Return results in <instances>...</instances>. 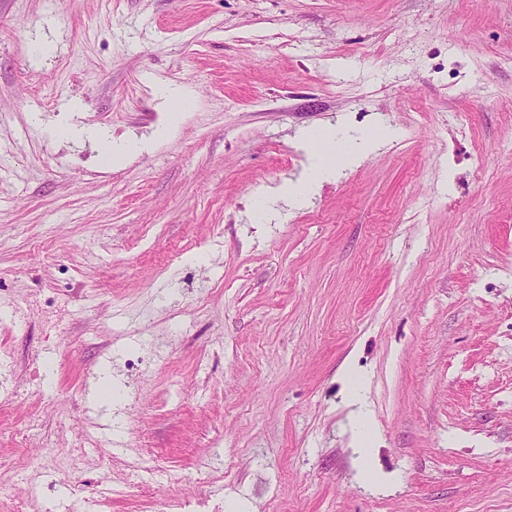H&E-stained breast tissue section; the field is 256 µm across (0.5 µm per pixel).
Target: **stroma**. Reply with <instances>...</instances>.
<instances>
[{
	"label": "stroma",
	"instance_id": "obj_1",
	"mask_svg": "<svg viewBox=\"0 0 512 512\" xmlns=\"http://www.w3.org/2000/svg\"><path fill=\"white\" fill-rule=\"evenodd\" d=\"M505 55L512 0H0V512H512ZM53 135L60 140H70L79 136H84L91 142L98 145V158L103 166H110L118 163L121 159L134 153L144 150L147 145L135 140L112 141L105 132L94 129H79L68 124H57L53 127ZM106 158L108 165L102 163ZM302 140L308 152L315 159V165L311 173L297 179L291 186L275 189L271 193L272 197L276 199H287L288 205L291 206L303 204L309 197L313 185L332 171L336 153L347 165H352L357 162L363 153L374 148L376 143L382 139L365 138L347 144L341 150L336 148V140L330 130L312 133L310 137L303 134Z\"/></svg>",
	"mask_w": 512,
	"mask_h": 512
}]
</instances>
